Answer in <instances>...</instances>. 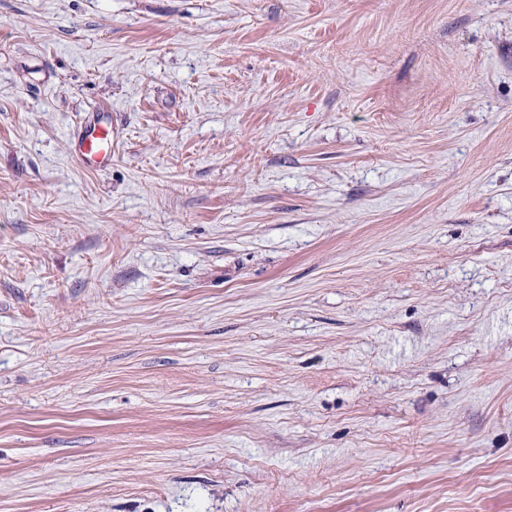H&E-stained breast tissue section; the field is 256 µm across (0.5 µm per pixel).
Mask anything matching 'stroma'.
Masks as SVG:
<instances>
[{"mask_svg":"<svg viewBox=\"0 0 512 512\" xmlns=\"http://www.w3.org/2000/svg\"><path fill=\"white\" fill-rule=\"evenodd\" d=\"M0 512H512V0H0ZM79 163L89 170H98L112 163V125L101 124L92 118L81 126L75 140Z\"/></svg>","mask_w":512,"mask_h":512,"instance_id":"stroma-1","label":"stroma"}]
</instances>
